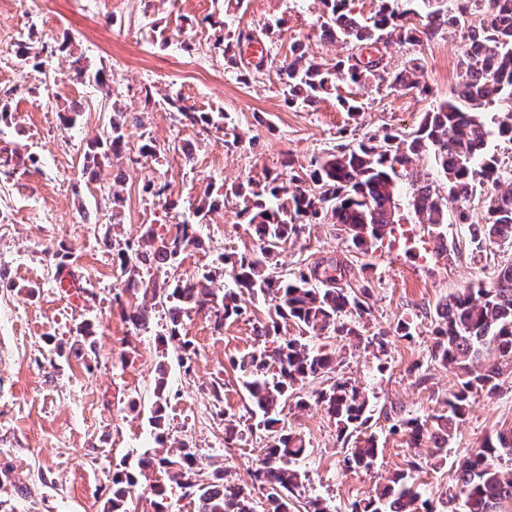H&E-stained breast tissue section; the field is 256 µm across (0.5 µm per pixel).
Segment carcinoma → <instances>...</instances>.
I'll return each mask as SVG.
<instances>
[{"instance_id": "obj_1", "label": "carcinoma", "mask_w": 512, "mask_h": 512, "mask_svg": "<svg viewBox=\"0 0 512 512\" xmlns=\"http://www.w3.org/2000/svg\"><path fill=\"white\" fill-rule=\"evenodd\" d=\"M323 39L351 46L352 53L334 63H317L307 58L304 47L293 43L279 69L285 102L311 107L321 96L336 89V82L355 88L356 94L340 99L342 108L356 118L364 107L360 97L383 82L405 90L427 91L417 60L390 73L377 58L360 63L359 52L379 40L396 37L419 44L441 29H455L471 14L476 0H378L367 18L355 17L347 0H318ZM471 46L458 56L461 82L451 95L440 100L422 116L408 135L387 129L366 133L355 142L328 153L308 167L291 169L288 181L265 175L230 187L225 194L246 203L240 216L262 244L261 255L247 253L224 258L231 264L233 287L219 297L202 274L193 281H168L139 285L137 270L155 262L171 265L181 253L196 244L192 225H174L169 235L147 231L152 248L127 245L120 253L124 276L122 292L134 299L151 297L168 305L170 336L177 339L185 311H208L219 322L242 314L238 297L247 293L270 302L268 317L258 322L255 334L261 341L279 335L282 327L294 325L298 336L269 349H254L231 361L243 381L251 404L250 413L260 417L257 426L269 432L266 453L260 466L250 472L251 480L263 484L267 512H290L292 497L303 486L297 464L307 448L303 438L278 428L282 412L293 398L296 386L327 378L329 385L313 391L315 402L335 420L339 436L348 437L366 425L372 412L368 394L351 380L336 374L340 362L336 352L316 345L328 334L342 338L362 336L361 321L368 313V288L351 294L336 283L350 270L348 260L330 259L297 268L291 277L273 272V256L294 244L307 224H332L353 249L367 252L372 242L391 231L400 194L398 168L427 157L444 180L446 194L437 182L423 175L412 184L408 205L417 223L443 239L448 223V205L468 201L487 192L483 213L477 218L467 211L458 214L467 225L465 243L482 253L489 246L512 247V173L503 169L492 137L512 142V0H488L480 24L468 28ZM169 110L196 124L222 129L223 112H198L178 95L165 98ZM499 103L503 110L494 125L483 119L485 108ZM123 111L113 108L109 129L90 141L86 167L98 168L124 145ZM152 307L141 302L131 307L128 321L137 329L150 321ZM429 359L448 369L456 378L444 400L445 409L424 418H401L392 430L408 436L410 443L427 444L431 457L441 456L454 432L465 420L473 398L491 396L500 388L503 368L483 363L488 355L512 362V262L498 266L496 278L487 288H467L451 294L435 307ZM166 384L159 377L155 388L156 407L149 423L163 443ZM381 449L369 435L345 449L344 465L349 470H371ZM421 465L411 461L395 473L389 484L375 495L351 503L350 512H433L432 503L420 500L417 476ZM201 463L187 446L178 454L162 456L145 449L136 462L115 472L112 499L107 512H127V499L140 479L160 473L174 481L195 503L196 512H255L248 488L225 477L215 466L208 480L200 479ZM462 499L464 512H504L512 502V428L487 437L481 448L462 460L456 484L445 504Z\"/></svg>"}]
</instances>
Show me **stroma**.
Segmentation results:
<instances>
[{
	"label": "stroma",
	"mask_w": 512,
	"mask_h": 512,
	"mask_svg": "<svg viewBox=\"0 0 512 512\" xmlns=\"http://www.w3.org/2000/svg\"><path fill=\"white\" fill-rule=\"evenodd\" d=\"M228 16L235 34L275 27L263 63L236 44L238 66L228 67L223 49L214 46L215 27ZM466 35L462 29L418 45H381L391 71L419 59L433 95L374 87L364 112L352 118L338 104L352 91L342 82L314 107L284 103L278 69L291 43L305 44L309 57L328 64L349 52L320 37L314 0H242L229 15L224 0H0V98L9 102L0 119V512H105L115 469L153 445L149 417L161 374L167 380L163 452L177 453L185 444L202 463H223L233 477L247 479L265 454L267 437L247 432L252 418L230 361L257 348L253 327L266 318L267 303L242 296L244 315L220 326L206 313L189 311L180 342L165 345V304L154 307L153 322L142 331L127 320L128 306L115 302L123 286L118 254L147 230L162 235L191 218L205 189H212L224 195V206L198 221L199 245L175 264L143 268L142 278L185 281L208 273L212 288L223 292L230 269L222 256L259 250L239 216L242 199L225 196L226 187L265 171L285 172L291 158L309 165L368 131L412 132L458 82ZM22 44L37 60L21 62ZM75 53L89 77H74ZM240 69L249 72V82L237 79ZM97 71L103 83H96ZM168 92L180 93L198 111L224 112L237 144L165 110L160 99ZM71 102L80 109L72 126L60 112ZM116 103L124 112L125 147L93 179L83 171L86 143ZM149 138L163 149L160 160L141 157L139 147ZM150 181L166 186V199L176 200L177 208L147 194L143 186ZM116 194L122 199L117 209ZM396 217L394 232L367 253L350 252L333 226L310 224L298 243L274 258L284 274L329 257L349 259L347 286L366 284L371 292L362 340L345 347L332 335L322 343L341 351L340 376L372 396L364 431L376 436L381 454L371 471L347 470L336 424L323 408L283 411L285 427L309 448L292 512H305L312 497L328 512H350L352 501L375 494L414 459L423 463L425 498L452 512L439 495L453 484L458 460L488 435L512 427L507 372L495 395L473 401L438 465L428 464L426 448L391 433L394 413L438 412L453 384L448 371L428 359L436 304L490 283L498 263L512 260L508 247L488 257L472 252L453 220L444 227V241L461 252L446 259L406 207ZM63 271L79 301L58 288ZM401 322L409 324L411 337L396 336ZM380 334L388 341L383 353L372 342ZM216 383L224 386L218 399L211 394ZM230 419L244 437L228 444L224 424Z\"/></svg>",
	"instance_id": "1"
}]
</instances>
